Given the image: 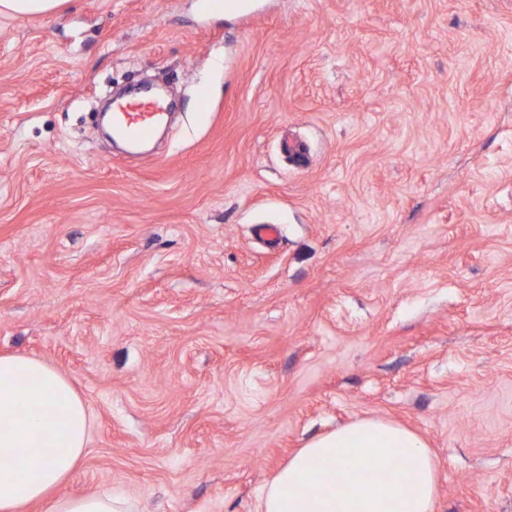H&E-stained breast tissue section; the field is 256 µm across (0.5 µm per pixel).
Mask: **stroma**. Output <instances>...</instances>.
Returning a JSON list of instances; mask_svg holds the SVG:
<instances>
[{
    "label": "stroma",
    "mask_w": 512,
    "mask_h": 512,
    "mask_svg": "<svg viewBox=\"0 0 512 512\" xmlns=\"http://www.w3.org/2000/svg\"><path fill=\"white\" fill-rule=\"evenodd\" d=\"M148 78L174 116L129 158L99 99ZM13 352L92 413L63 495L254 512L307 441L381 417L435 453V512H512V0L0 14Z\"/></svg>",
    "instance_id": "1"
}]
</instances>
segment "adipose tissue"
<instances>
[{
	"mask_svg": "<svg viewBox=\"0 0 512 512\" xmlns=\"http://www.w3.org/2000/svg\"><path fill=\"white\" fill-rule=\"evenodd\" d=\"M0 512L41 502L46 512H135L108 492L56 496L81 463L92 415L66 375L41 359L0 354ZM332 474L318 477L323 462ZM357 468L363 480L348 492L334 474ZM437 463L425 440L392 420L361 417L298 449L263 486L255 512H434Z\"/></svg>",
	"mask_w": 512,
	"mask_h": 512,
	"instance_id": "adipose-tissue-1",
	"label": "adipose tissue"
}]
</instances>
